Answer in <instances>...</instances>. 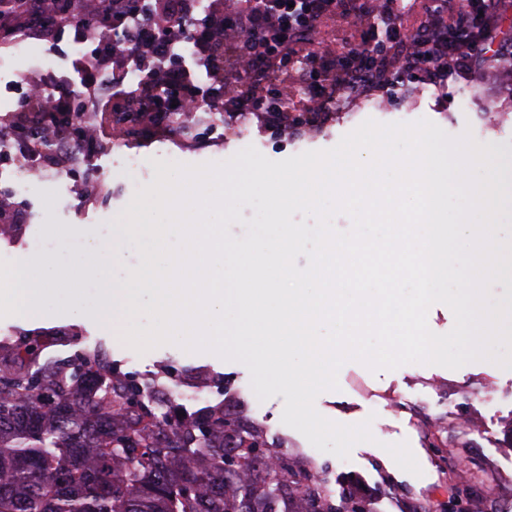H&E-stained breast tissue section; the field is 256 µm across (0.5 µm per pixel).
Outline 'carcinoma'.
Listing matches in <instances>:
<instances>
[{
	"label": "carcinoma",
	"instance_id": "1",
	"mask_svg": "<svg viewBox=\"0 0 512 512\" xmlns=\"http://www.w3.org/2000/svg\"><path fill=\"white\" fill-rule=\"evenodd\" d=\"M57 344L0 348V512H341L226 402L174 414L153 396L168 371L124 372L101 345L40 361Z\"/></svg>",
	"mask_w": 512,
	"mask_h": 512
}]
</instances>
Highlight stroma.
<instances>
[{
    "label": "stroma",
    "mask_w": 512,
    "mask_h": 512,
    "mask_svg": "<svg viewBox=\"0 0 512 512\" xmlns=\"http://www.w3.org/2000/svg\"><path fill=\"white\" fill-rule=\"evenodd\" d=\"M357 2L361 21L342 15L322 20L311 52L330 59L345 43L357 39L359 25L371 23L373 8L372 0ZM20 65L36 77L50 66L63 73L69 70L68 62L44 40L31 41L19 64L11 50L0 49L2 118L13 117L17 109L14 87ZM328 111L320 129L307 132L304 147L296 134L270 131L256 118L238 128L214 127L204 110L193 113L184 124L157 125L144 114L133 129L115 126L102 115L94 130L98 139L121 145L147 163L223 162L250 145L279 161L305 149L333 148L364 121L386 124L395 114L404 123L428 119L453 137L469 128L485 127L484 142L501 152L502 164L512 163V122L502 125L494 120L495 113H512V84L499 79L497 66L481 60L468 71L450 76L440 94H430L422 77L405 89L372 83L357 99L330 102ZM16 165L15 153H0V203L12 216L7 233L0 234V255L9 261L78 248V240L51 237L54 228L105 235L133 198L128 185L149 184L148 179L116 165L110 151L78 158L69 169L41 164V181L26 191L8 178ZM97 303V291L89 287L83 295L84 317H73L70 306L62 301L45 308L39 329L75 338L73 344L53 347V355L67 357L100 340L109 358L121 362L123 371L153 374L168 365L172 374L163 383L177 394L190 384L185 369L204 370L213 383L205 391L206 399H218L223 391L240 392L237 411L243 418L264 423L268 439L324 470L336 496L354 492L363 497L369 512H426L429 503H444L454 495L455 476L460 472L466 475L470 498L484 501L487 512H512V369L483 360L455 370L424 364L374 372L361 362H346L338 372V389L320 393L315 408L339 424L369 422L374 440L354 445L343 459L316 449L300 432L283 424V396L259 400L242 363L210 353H188L171 344L137 353L127 343L105 335L92 318ZM400 442L408 443L421 475L402 470L387 452V445Z\"/></svg>",
    "instance_id": "1"
}]
</instances>
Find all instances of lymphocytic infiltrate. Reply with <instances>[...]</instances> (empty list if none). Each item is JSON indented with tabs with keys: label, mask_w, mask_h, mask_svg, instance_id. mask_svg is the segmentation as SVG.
Segmentation results:
<instances>
[{
	"label": "lymphocytic infiltrate",
	"mask_w": 512,
	"mask_h": 512,
	"mask_svg": "<svg viewBox=\"0 0 512 512\" xmlns=\"http://www.w3.org/2000/svg\"><path fill=\"white\" fill-rule=\"evenodd\" d=\"M197 0H103L95 12L83 0H10L0 10V46L10 47L18 36H38L55 43L71 36L86 52L74 63L78 84L63 81L53 95L28 83L20 103L29 110L23 132L8 127L0 135H24L36 139L42 130L62 127L65 116L109 105L123 98L125 104L150 107L154 122L167 120L172 111H186L204 103L212 111L251 110L282 112L280 92L245 99L239 76H225L223 44H231L239 75L254 85L270 80L273 62H287L301 33L314 29L336 13L351 14L349 0H212L207 11H198ZM381 18L367 26L360 40L349 44L329 66L336 76V95L358 98L369 82L383 74L411 78L419 74L438 83L467 69L485 51L489 38V15L499 14L501 0H466L457 24L434 28L423 24L411 31L401 22L400 0H379ZM194 47L192 57L173 54L180 42ZM406 45L407 56L398 57L390 71H383L379 57L382 44ZM136 58L140 65L138 86L128 96H119L123 79L118 71L122 59ZM205 71L208 84L195 79Z\"/></svg>",
	"instance_id": "lymphocytic-infiltrate-1"
}]
</instances>
